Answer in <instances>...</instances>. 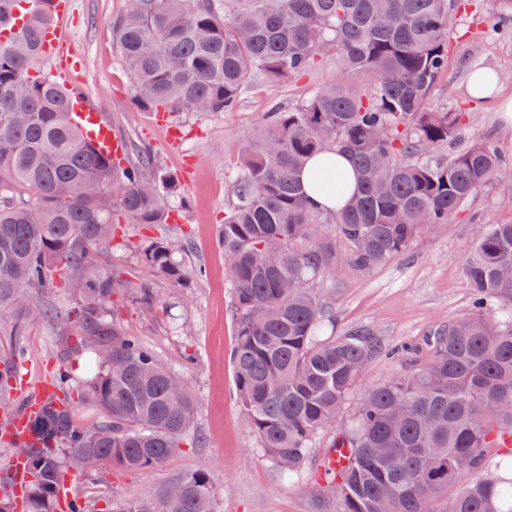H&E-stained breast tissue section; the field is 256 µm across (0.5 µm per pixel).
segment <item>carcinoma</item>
Instances as JSON below:
<instances>
[{"instance_id":"1","label":"carcinoma","mask_w":512,"mask_h":512,"mask_svg":"<svg viewBox=\"0 0 512 512\" xmlns=\"http://www.w3.org/2000/svg\"><path fill=\"white\" fill-rule=\"evenodd\" d=\"M21 2L0 0V315L79 322V335L99 336L98 371L81 397L102 419L82 429L69 410L44 408L33 440L15 444L25 508L12 484H0V512H57L64 473L163 466L195 437L198 404L186 380L107 314L122 280L72 278L114 238L115 213L136 224L168 220L177 180L133 142L134 159L122 165L84 138L71 122L76 91L32 72L54 0H37L16 29ZM459 10V0H132L112 25L143 112H225L249 78L285 81L330 50L342 72L371 80L358 91L332 83L266 113L243 142L219 233L248 424L293 474L315 435L341 422L332 447L349 456L329 477L342 512H512V224L485 225L465 260L472 312L425 340L426 359L411 374L354 404L356 377L381 342L367 328L326 334L331 316L314 288L336 244L351 267L369 270L490 184L512 181V161L489 141L431 156L467 116L427 106L448 69ZM333 149L360 176L337 212L314 206L299 179L311 157ZM182 252V241L156 238L139 256L179 286ZM51 288L72 289L86 309L60 313L44 295ZM493 302L505 306L495 320ZM21 352L17 332L0 343L3 360ZM172 486L114 512H212L207 472Z\"/></svg>"}]
</instances>
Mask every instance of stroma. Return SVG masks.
Wrapping results in <instances>:
<instances>
[{"label":"stroma","instance_id":"obj_1","mask_svg":"<svg viewBox=\"0 0 512 512\" xmlns=\"http://www.w3.org/2000/svg\"><path fill=\"white\" fill-rule=\"evenodd\" d=\"M464 2L466 34L454 43L448 70L436 82L428 105L468 112L469 120L456 141L440 152L451 156L489 140L512 158V126L506 124L497 100H475L468 90L471 72L480 68L495 71L504 92L512 94V34H491V0ZM130 6L131 0H70L67 14L54 20L60 33L58 55L41 57L34 70L50 75L60 60L77 61L70 87L97 104L127 140L154 153L163 168L177 175L180 192L189 200L173 223L121 219L114 242L95 252L86 275L99 280L115 273L124 277L123 290L112 297L113 307L128 333L188 381L200 407L199 440L180 448L158 469H115L104 475L86 471L76 479L74 491L93 512H111L120 503L155 496L175 479L203 470L213 488V512H340V498L320 467L336 428L321 431L299 472L288 476L260 448L248 424L237 397L231 359L236 324L218 236L224 211L233 200L240 146L265 113L275 106L291 107L324 85L359 89L367 82L342 74L331 53L319 56L305 74L284 82L249 81L232 111L183 113L180 147L173 152L151 113L135 108L130 77L112 36V23ZM486 224H512V184H498L473 196L447 224L424 232L405 253L370 270L360 272L341 259L333 260L316 286L333 315L334 334L369 328L385 348L365 363L353 395L409 370L410 361L388 356V349L422 345L430 332L469 312L471 287L463 263ZM160 236L186 243L183 260L190 275L182 286L167 284L138 261L141 243ZM147 284L152 285L156 302L185 298L180 309L182 332L172 331L162 310L145 312L139 297ZM14 331L20 332L24 346L15 362L17 376L31 382L60 367L81 373L94 343L90 336L77 342L73 328L52 320L1 317L0 333Z\"/></svg>","mask_w":512,"mask_h":512}]
</instances>
